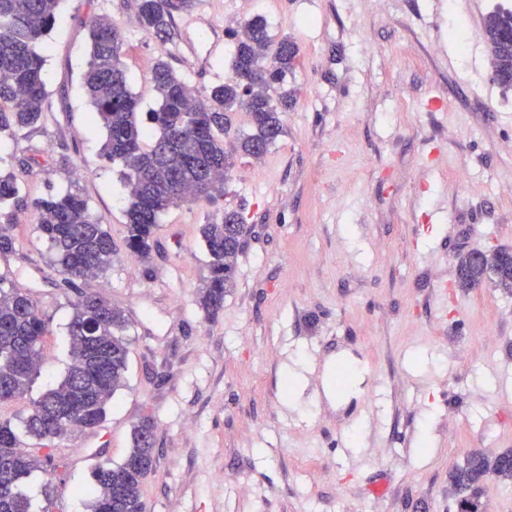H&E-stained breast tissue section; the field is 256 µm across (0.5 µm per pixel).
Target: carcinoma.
I'll use <instances>...</instances> for the list:
<instances>
[{
    "instance_id": "obj_1",
    "label": "carcinoma",
    "mask_w": 512,
    "mask_h": 512,
    "mask_svg": "<svg viewBox=\"0 0 512 512\" xmlns=\"http://www.w3.org/2000/svg\"><path fill=\"white\" fill-rule=\"evenodd\" d=\"M60 0H0V134H16L43 118L47 96L43 56L36 50L54 28ZM190 0H139L142 27L162 43L174 38V12ZM512 11L498 10L487 21L485 38L498 84L512 86V51L496 41L495 28L509 25ZM230 53L234 78L196 96L167 60L152 62L158 108L140 112L124 69L123 38L110 20L97 18L89 28V58L82 89L92 117L105 130L102 152L122 167L126 199V245L140 259L155 249L156 228L169 209L209 200L221 189L233 156L259 159L283 134V117L292 99L283 89L294 68L295 45L274 39L265 18L257 16L234 32ZM280 89L276 96L269 90ZM244 112L251 131L232 130V114ZM12 174L0 173V217L18 201ZM38 229L55 252L66 279L90 281L112 267V236L90 212L81 195L67 190L33 204ZM248 233L241 212L224 211L219 223L202 226L211 258L210 276L198 288L196 303L212 320L224 309L234 286L235 263ZM67 324L70 364L63 379L32 401L22 419L30 443L20 440L11 420L0 419V512H31L20 489L23 479L52 458V443L68 425L94 429L105 422L128 368L125 310L91 293L78 295ZM45 321L31 297L0 276V404L22 398L43 354ZM132 446L116 464L90 473L91 512H144L142 489L156 464L153 422L143 418L131 430ZM512 453L495 458L478 451L448 472L456 512H487L484 484L494 478L512 490Z\"/></svg>"
}]
</instances>
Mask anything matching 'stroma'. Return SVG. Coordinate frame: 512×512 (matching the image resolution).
Masks as SVG:
<instances>
[{
	"label": "stroma",
	"mask_w": 512,
	"mask_h": 512,
	"mask_svg": "<svg viewBox=\"0 0 512 512\" xmlns=\"http://www.w3.org/2000/svg\"><path fill=\"white\" fill-rule=\"evenodd\" d=\"M193 0L160 43L137 0H61L45 119L0 135L22 201L0 274L46 324L24 417L69 364L78 291L33 204L74 190L112 236L92 292L125 310L129 366L106 421L55 439L25 481L33 512H91V468L120 463L155 426L145 512H454L448 472L512 450V295L456 286V255L512 249V89L493 78L483 27L500 0ZM262 15L299 50L293 106L261 159L237 156L223 195L173 208L157 251L133 259L125 192L81 88L88 27L107 18L143 109L168 59L196 95L233 77L229 29ZM207 57L193 65L192 53ZM238 209L251 232L215 320L200 229Z\"/></svg>",
	"instance_id": "35a3bbf8"
}]
</instances>
